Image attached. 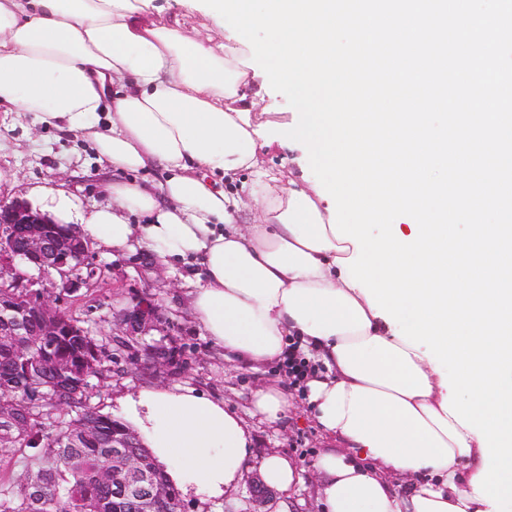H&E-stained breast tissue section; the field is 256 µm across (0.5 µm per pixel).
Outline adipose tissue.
<instances>
[{
    "mask_svg": "<svg viewBox=\"0 0 512 512\" xmlns=\"http://www.w3.org/2000/svg\"><path fill=\"white\" fill-rule=\"evenodd\" d=\"M250 50L213 26L159 21L153 0H0V102L36 123L93 143L114 176L109 205L84 211L53 185L31 196L57 222L118 252L147 246L162 264L182 261L188 305L211 345L254 372L291 343L319 369L310 410L341 449L314 468L326 512H492L472 479L484 459L476 434L442 407L433 362L379 319L341 259L324 198L261 165L271 146ZM162 171L160 184L123 180ZM252 223H239L243 211ZM147 215L143 224L126 214ZM169 484L183 496L223 498L252 456L246 421L223 400L180 386L142 388L121 400ZM271 489L299 481L280 454L258 461ZM411 477L396 493L388 477Z\"/></svg>",
    "mask_w": 512,
    "mask_h": 512,
    "instance_id": "adipose-tissue-1",
    "label": "adipose tissue"
}]
</instances>
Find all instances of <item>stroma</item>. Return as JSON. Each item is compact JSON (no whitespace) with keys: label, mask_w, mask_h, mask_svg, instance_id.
I'll return each mask as SVG.
<instances>
[{"label":"stroma","mask_w":512,"mask_h":512,"mask_svg":"<svg viewBox=\"0 0 512 512\" xmlns=\"http://www.w3.org/2000/svg\"><path fill=\"white\" fill-rule=\"evenodd\" d=\"M268 114L272 148L263 155L265 166L289 171L301 181H314L306 147L289 140L286 131L298 117L281 93H273ZM105 176L90 143L53 127L35 124L32 115H20L10 104H0V202L27 199L32 186L64 184L77 195L85 210L110 204L104 189ZM148 250L116 253L90 243L89 258L101 271L94 287L74 295L49 289V301L69 311L88 328L101 352V371L89 380L87 404L100 414L119 416L118 400L144 387L187 386L224 400L247 421L256 455L281 453L297 460L301 481L292 490L274 492L264 512H320L318 477L313 463L331 444L313 418L306 391L291 387L281 363L253 372L228 361L212 348L203 329L185 303L189 285L166 266L149 264ZM152 294L168 317L167 328L145 336H128L115 324L118 311L141 293ZM173 351L177 367L159 374L136 363L134 355L144 346ZM288 390V418L272 425L254 415V392L268 384Z\"/></svg>","instance_id":"obj_1"}]
</instances>
